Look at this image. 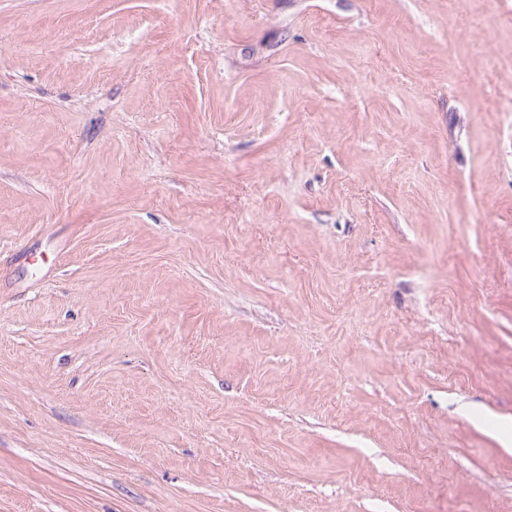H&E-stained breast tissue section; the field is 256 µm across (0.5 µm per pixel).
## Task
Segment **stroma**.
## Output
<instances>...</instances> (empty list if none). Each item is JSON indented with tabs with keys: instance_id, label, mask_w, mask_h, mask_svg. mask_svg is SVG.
<instances>
[{
	"instance_id": "1",
	"label": "stroma",
	"mask_w": 512,
	"mask_h": 512,
	"mask_svg": "<svg viewBox=\"0 0 512 512\" xmlns=\"http://www.w3.org/2000/svg\"><path fill=\"white\" fill-rule=\"evenodd\" d=\"M512 0H0V512H512Z\"/></svg>"
}]
</instances>
